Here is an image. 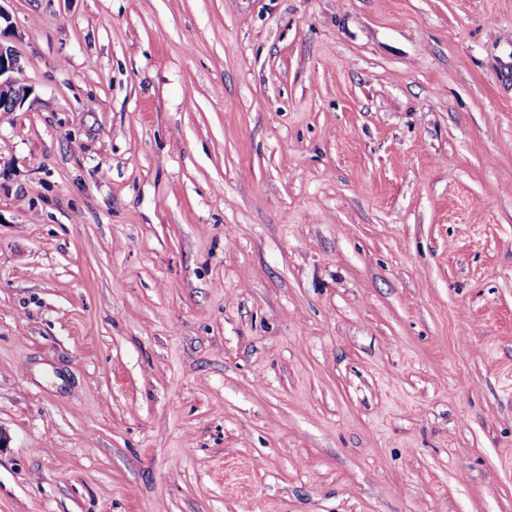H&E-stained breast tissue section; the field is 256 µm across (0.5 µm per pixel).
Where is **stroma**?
<instances>
[{
    "label": "stroma",
    "mask_w": 512,
    "mask_h": 512,
    "mask_svg": "<svg viewBox=\"0 0 512 512\" xmlns=\"http://www.w3.org/2000/svg\"><path fill=\"white\" fill-rule=\"evenodd\" d=\"M0 512H512V0H6ZM2 21L7 23L2 29ZM12 25L10 16L0 3V107L7 105L13 108V111L19 107L27 96L26 86L22 85L12 74L22 71L20 57L11 46L4 45L2 38H8L12 35ZM3 112H12L5 108H0Z\"/></svg>",
    "instance_id": "stroma-1"
}]
</instances>
